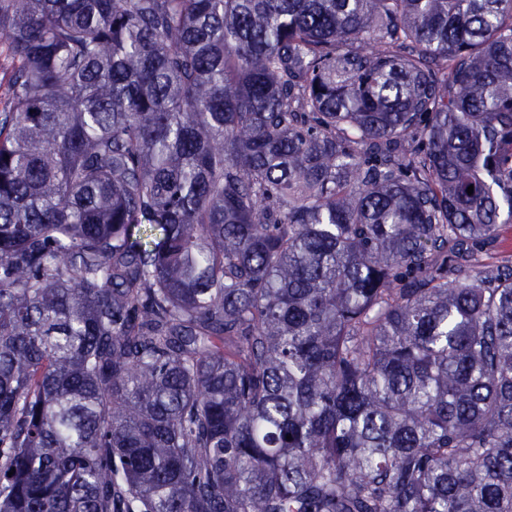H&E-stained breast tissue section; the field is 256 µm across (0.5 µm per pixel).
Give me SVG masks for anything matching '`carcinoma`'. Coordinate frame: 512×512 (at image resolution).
Instances as JSON below:
<instances>
[{"label": "carcinoma", "mask_w": 512, "mask_h": 512, "mask_svg": "<svg viewBox=\"0 0 512 512\" xmlns=\"http://www.w3.org/2000/svg\"><path fill=\"white\" fill-rule=\"evenodd\" d=\"M1 55L0 512H512V268L451 264L512 0H0Z\"/></svg>", "instance_id": "carcinoma-1"}]
</instances>
